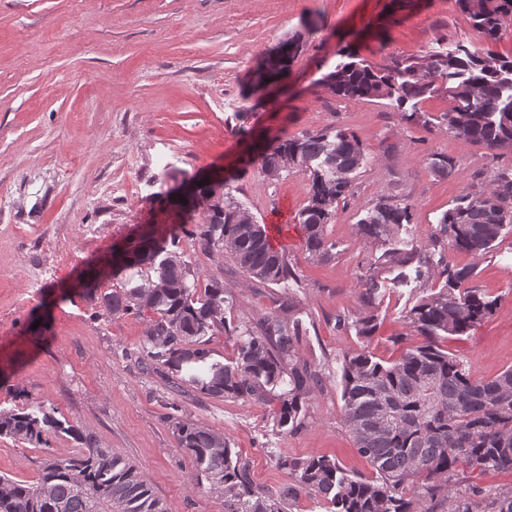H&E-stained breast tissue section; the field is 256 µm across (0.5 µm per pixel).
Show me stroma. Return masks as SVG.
<instances>
[{"label": "stroma", "mask_w": 512, "mask_h": 512, "mask_svg": "<svg viewBox=\"0 0 512 512\" xmlns=\"http://www.w3.org/2000/svg\"><path fill=\"white\" fill-rule=\"evenodd\" d=\"M297 32L304 46L287 77L258 87L260 56ZM459 42L512 59V26L484 39L455 0H0V410H44L94 434L143 474L166 512H224L222 497L195 484L172 433L176 417L223 435L255 483L272 490L289 481L283 458L325 455L373 476L343 424L342 361L362 349L396 360L406 312L443 281L383 269L377 330L360 336L359 277L383 248L356 226L378 199L396 197L410 204L411 221L393 242L422 249L462 194L512 168V151L448 134L444 81L416 102L420 121L407 122L391 100L340 98L321 79L348 46L383 67ZM321 130L355 134L367 157L326 228L335 246L327 261L309 257L298 221L307 176L270 177L246 163L258 137ZM442 155L455 164L450 174L431 169ZM211 170L232 177L235 202L256 223L281 225L280 245L299 274L295 284L258 287L228 255L181 242L200 270L223 271L229 327L283 314L294 301L298 357L319 369L324 388L290 433L277 426L276 405L198 402L141 372L131 354L144 320L110 316L82 293L113 246L156 220L155 192ZM60 249L70 255L62 265ZM448 259L472 267V286L496 311L444 347L474 378L494 379L512 369V224L486 253ZM78 448L66 434L46 448L0 437V475L36 482L45 455Z\"/></svg>", "instance_id": "stroma-1"}]
</instances>
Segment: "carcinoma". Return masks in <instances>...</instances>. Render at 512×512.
Returning a JSON list of instances; mask_svg holds the SVG:
<instances>
[{"label": "carcinoma", "mask_w": 512, "mask_h": 512, "mask_svg": "<svg viewBox=\"0 0 512 512\" xmlns=\"http://www.w3.org/2000/svg\"><path fill=\"white\" fill-rule=\"evenodd\" d=\"M458 5L486 39L512 25V0H458ZM285 48L288 62L276 64L269 55L260 61L262 81L277 82L287 74L299 38L282 41L279 49ZM346 56L348 61L323 79L332 94L357 100L384 96L403 108L433 92L436 79L450 81L454 105L445 113L448 134L492 151L512 150V60L464 44L384 70L363 63L354 48ZM365 161L360 140L343 131L285 134L260 149L263 172L295 169L308 176V199L298 218L311 258H332L326 225L339 203L353 196L352 174ZM491 182L488 190L468 193L448 209L431 236L432 251L391 247L380 256L382 266H412L416 277L438 275L444 286L421 297L405 316L419 344L404 347L386 364L364 351L343 359V421L375 477L348 474L326 456L291 458L281 462L290 482L272 491L253 482L223 436L194 422H173L177 446L194 462L196 482H207L224 497V512H289L303 495L325 499L332 512H512V486L494 493L470 485L459 489L468 470L512 472V369L476 380L441 346L496 310L495 301L469 285L473 268L454 265L446 256L450 250L480 255L512 224V170L494 172ZM156 197L166 209L164 218L112 256V278L121 279V286L100 296L89 287L86 295L102 301L112 316L145 319L144 339L134 351L142 370L187 394L262 404L275 399L280 427L296 428L302 404L321 377L298 360L302 329L291 315L293 304L286 317L266 315L241 332L227 328L224 277L199 270L180 241L188 237L209 255L229 254L261 286L298 279L288 255L272 247L263 225L248 222L227 180L219 194L201 185L183 202L163 191ZM408 223L410 205L382 197L357 233L384 244ZM361 284L357 323L360 333L370 336L376 328L370 308L380 289L376 268H368ZM219 334L234 339L230 364L211 360L209 340ZM280 383L287 389L276 394ZM58 433L73 436L80 451L43 458L33 484L0 476V512H165L142 474L101 447L94 435L47 412L0 410V437L40 448Z\"/></svg>", "instance_id": "obj_1"}]
</instances>
